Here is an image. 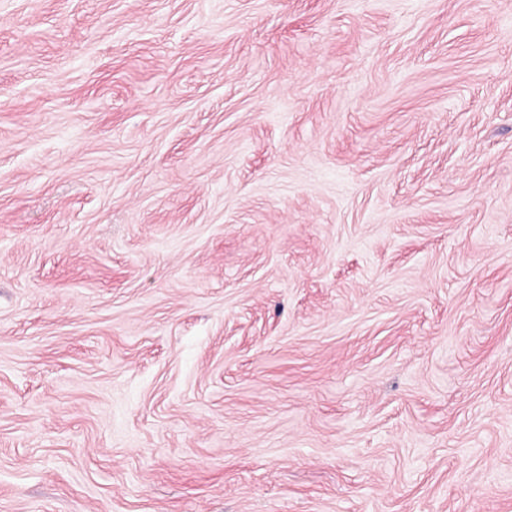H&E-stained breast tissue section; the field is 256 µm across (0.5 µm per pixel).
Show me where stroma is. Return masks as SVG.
<instances>
[{"mask_svg": "<svg viewBox=\"0 0 512 512\" xmlns=\"http://www.w3.org/2000/svg\"><path fill=\"white\" fill-rule=\"evenodd\" d=\"M0 512H512V0H0Z\"/></svg>", "mask_w": 512, "mask_h": 512, "instance_id": "obj_1", "label": "stroma"}]
</instances>
